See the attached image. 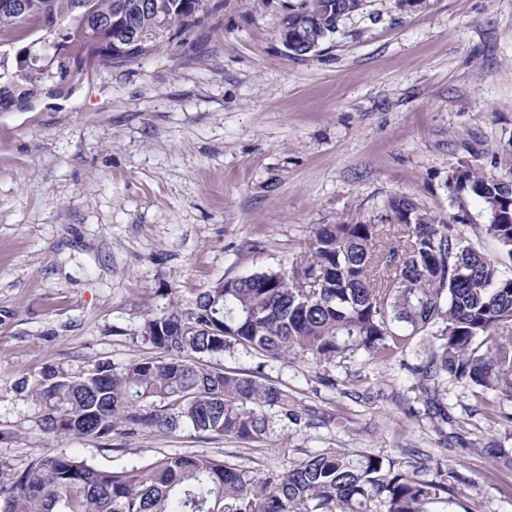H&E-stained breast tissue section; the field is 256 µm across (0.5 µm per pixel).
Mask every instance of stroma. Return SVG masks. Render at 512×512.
Returning <instances> with one entry per match:
<instances>
[{
	"label": "stroma",
	"mask_w": 512,
	"mask_h": 512,
	"mask_svg": "<svg viewBox=\"0 0 512 512\" xmlns=\"http://www.w3.org/2000/svg\"><path fill=\"white\" fill-rule=\"evenodd\" d=\"M298 0H208L191 27L142 58L88 68L72 91L0 112V460L23 468L45 441L24 380L159 357L140 333L168 304L192 310L227 277L287 266L314 225L376 218L406 195L468 212L448 173L512 180V0H362L319 52L290 54L280 20ZM262 370L316 427L251 445L189 429L60 441L120 470L206 454L256 474L336 448L467 487L427 512H512V435L470 389L447 384L441 423L411 373L364 356L328 365L212 356Z\"/></svg>",
	"instance_id": "stroma-1"
}]
</instances>
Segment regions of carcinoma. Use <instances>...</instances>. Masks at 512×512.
<instances>
[{
    "label": "carcinoma",
    "mask_w": 512,
    "mask_h": 512,
    "mask_svg": "<svg viewBox=\"0 0 512 512\" xmlns=\"http://www.w3.org/2000/svg\"><path fill=\"white\" fill-rule=\"evenodd\" d=\"M0 10V112L73 89L87 64L137 60L173 28L191 26L205 0H21ZM362 0H299L281 22L296 57L338 32ZM61 36L66 52L33 61L36 41ZM448 192L469 195L488 222L491 257L466 233L468 218L441 217L408 196L385 203L384 223L317 224L286 269L226 278L195 308L171 305L145 319L141 333L164 356L123 370H48L32 384L43 405L36 429L50 442L104 439L112 432L198 433L262 441L272 431L314 425L311 410L260 372L227 371L205 358L237 347L276 361L305 358L326 366L358 354L389 365L414 340L427 342L411 368L427 410L448 379L479 394L512 397V181L462 165ZM149 400L167 404L145 410ZM448 485L424 482L393 459L346 451L308 456L287 472L250 476L209 455H172L112 471L42 448L22 469L0 460V512H425Z\"/></svg>",
    "instance_id": "cac0c4a2"
}]
</instances>
